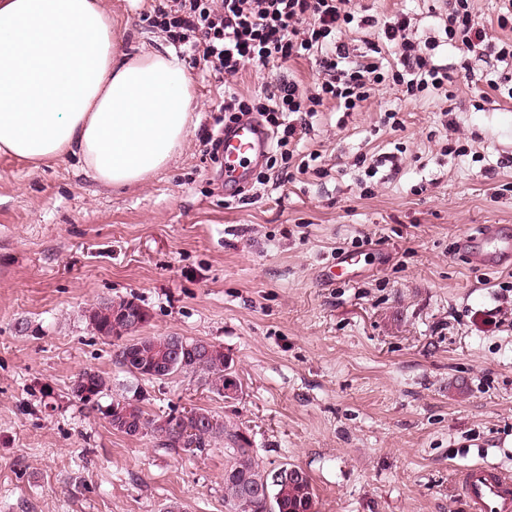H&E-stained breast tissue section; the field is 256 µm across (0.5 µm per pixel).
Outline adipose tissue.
I'll use <instances>...</instances> for the list:
<instances>
[{"instance_id":"ef3b65f1","label":"adipose tissue","mask_w":512,"mask_h":512,"mask_svg":"<svg viewBox=\"0 0 512 512\" xmlns=\"http://www.w3.org/2000/svg\"><path fill=\"white\" fill-rule=\"evenodd\" d=\"M104 0H0V153L76 156L108 188L170 166L194 119L192 81L165 45L123 57Z\"/></svg>"}]
</instances>
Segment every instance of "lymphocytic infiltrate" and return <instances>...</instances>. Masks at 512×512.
Segmentation results:
<instances>
[{
  "label": "lymphocytic infiltrate",
  "instance_id": "1",
  "mask_svg": "<svg viewBox=\"0 0 512 512\" xmlns=\"http://www.w3.org/2000/svg\"><path fill=\"white\" fill-rule=\"evenodd\" d=\"M189 63L231 81L246 68L266 69L305 56L315 57L321 79L314 90L285 76L273 79L258 95L231 92L219 104L225 126L259 117L270 134L265 168L255 177L270 180L277 165L289 164L297 136L307 133L317 107L334 102L342 112L358 111L373 90L389 82L407 96L435 94L448 83V68L434 52L447 43L461 53L460 70L474 78L473 60L507 64L503 82L512 83V41L493 42L476 0H448L435 26L443 40L420 38L410 17L395 14L384 24L387 46L400 50V67L384 72L381 63L351 56L343 40L355 20L352 0H154L149 16Z\"/></svg>",
  "mask_w": 512,
  "mask_h": 512
}]
</instances>
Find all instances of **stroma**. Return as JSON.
<instances>
[{"mask_svg":"<svg viewBox=\"0 0 512 512\" xmlns=\"http://www.w3.org/2000/svg\"><path fill=\"white\" fill-rule=\"evenodd\" d=\"M446 3L356 0L346 38L368 52L399 12L431 33ZM106 4L118 51L167 43L152 0ZM435 60L447 94L386 85L358 112L324 103L295 148L317 161L241 196L203 151L226 85L198 69L200 121L142 184L0 154V512H225L223 445L170 455L103 418L136 391L150 414L195 405L238 425L263 468L305 470L315 512H467L462 469L512 471V265H476L461 244L487 224L512 235V97L476 92L452 46ZM318 69L297 59L229 86L251 95L282 73L311 87ZM391 110L399 127L382 122ZM457 141L466 155L444 154ZM397 148L400 170L380 167L366 195L368 162ZM348 254L357 264L337 268ZM131 296L144 334L223 346L240 397L116 366L84 312ZM86 369L112 386L95 409L71 394Z\"/></svg>","mask_w":512,"mask_h":512,"instance_id":"1","label":"stroma"}]
</instances>
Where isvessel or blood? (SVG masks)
Instances as JSON below:
<instances>
[{"mask_svg":"<svg viewBox=\"0 0 512 512\" xmlns=\"http://www.w3.org/2000/svg\"><path fill=\"white\" fill-rule=\"evenodd\" d=\"M268 147L266 132L257 123L245 121L224 135V174L244 182L253 162ZM481 246L472 248L475 262L487 263L489 256L512 258V239L498 236L494 226L484 227ZM463 499L468 512H512V473L494 467L473 466L460 475Z\"/></svg>","mask_w":512,"mask_h":512,"instance_id":"obj_1","label":"vessel or blood"}]
</instances>
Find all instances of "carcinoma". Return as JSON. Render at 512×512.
Listing matches in <instances>:
<instances>
[{"instance_id": "obj_1", "label": "carcinoma", "mask_w": 512, "mask_h": 512, "mask_svg": "<svg viewBox=\"0 0 512 512\" xmlns=\"http://www.w3.org/2000/svg\"><path fill=\"white\" fill-rule=\"evenodd\" d=\"M117 306L140 312L142 324L133 327L129 319L117 317ZM86 319L96 334L115 342V363L131 375L140 373L144 381L162 382L176 373L195 374L221 397L237 381L221 346L208 352L203 340L140 335L150 314L135 298L100 303L87 310ZM108 388L109 380L90 369L77 375L71 393L93 408ZM143 400L136 393L115 399L102 415L114 430L131 437H147L154 447L166 453L202 452L223 443L228 456L224 469L226 512H314L315 492L310 475L291 464L270 471L260 468L253 457L251 441L239 426L197 407L151 417L141 406Z\"/></svg>"}]
</instances>
